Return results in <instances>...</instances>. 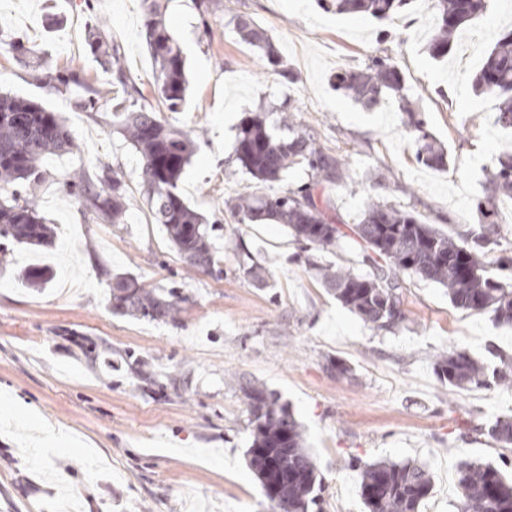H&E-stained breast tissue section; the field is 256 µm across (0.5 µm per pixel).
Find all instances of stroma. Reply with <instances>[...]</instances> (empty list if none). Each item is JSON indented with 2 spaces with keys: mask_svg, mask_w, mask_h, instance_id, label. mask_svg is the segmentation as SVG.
<instances>
[{
  "mask_svg": "<svg viewBox=\"0 0 512 512\" xmlns=\"http://www.w3.org/2000/svg\"><path fill=\"white\" fill-rule=\"evenodd\" d=\"M161 2L189 87L181 111L159 117L200 135L181 187L214 226L221 258L214 273L185 265L155 224L110 104L80 111L71 96L37 81L31 66L0 54V94L59 113L76 143L44 162L38 204L54 246L13 244L0 262V512H269L245 456L250 436L239 386L246 382L277 392L302 425L324 478L323 512H365L356 461L408 459L434 477L422 512H456L461 460L512 474V447H498L484 431L491 418L512 415V391L493 384L449 392L434 374V357L457 349L496 365L498 354L512 357V327L455 308L445 288L418 278L405 281L404 325L365 324L322 287L286 226L241 224L232 215L240 193L282 194L310 179L303 163L275 183L252 179L236 159V135L243 118L259 115L281 136L279 117L293 114L317 146L346 162L342 181L317 189L339 223H357L373 199L463 241L479 227L488 169L512 152V130L499 125L494 100L470 90L487 52L512 30V0H488L483 23L460 27L442 60L428 52V0H413L393 21L339 14L321 0H212L205 17L194 0ZM239 15L267 31L281 67L240 41ZM99 24L119 43L146 103L155 104L140 0H0L1 35L111 97L115 89L87 45ZM375 55L400 68L405 95L448 152L445 170L416 160L395 100L368 110L336 89L338 71L364 68ZM104 163L125 182L126 223L84 217L61 186ZM240 241L266 287L240 268ZM43 264L53 279L29 288L23 268ZM111 273L190 301L175 323L115 314ZM329 356L346 361L351 374L327 371ZM136 358L156 384L128 370Z\"/></svg>",
  "mask_w": 512,
  "mask_h": 512,
  "instance_id": "obj_1",
  "label": "stroma"
}]
</instances>
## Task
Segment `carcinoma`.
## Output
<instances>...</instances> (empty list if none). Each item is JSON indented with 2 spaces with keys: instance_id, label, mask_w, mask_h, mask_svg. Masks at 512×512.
I'll return each mask as SVG.
<instances>
[{
  "instance_id": "cac0c4a2",
  "label": "carcinoma",
  "mask_w": 512,
  "mask_h": 512,
  "mask_svg": "<svg viewBox=\"0 0 512 512\" xmlns=\"http://www.w3.org/2000/svg\"><path fill=\"white\" fill-rule=\"evenodd\" d=\"M143 36L154 64V91L158 103L176 112L186 101V60L180 46L163 28L158 17L160 0H140ZM408 0H331L338 14H363L393 20ZM436 26L429 43L435 58H444L454 48L457 30L485 15L487 0H434ZM240 40L263 51L267 61L280 64L266 31L243 17L235 18ZM91 50L121 86L123 97L115 105L122 135L139 154L142 191L155 223L187 266L211 272L220 258L209 240L211 227L181 193L179 182L189 165L196 140L191 134L164 123L156 109L139 103L135 82L119 64L121 53L106 30L89 31ZM21 60L35 50L0 37V52ZM37 80L57 91L75 92L82 106L95 109L100 90L77 76H64L49 68L38 71ZM336 87L367 109L387 97L399 98L407 114L404 122L416 159L429 168L447 167L448 154L415 115L403 94L404 78L398 66L374 56L363 69L336 74ZM476 95L497 99L498 121L512 127V31L499 39L471 79ZM281 124L289 135L277 139L267 131L261 116H248L238 128L236 156L251 177L273 183L291 165L307 162L312 182L295 192L256 198L248 193L235 198L232 210L242 224H283L295 239L327 251L347 236L344 225L335 223L315 189L341 178L342 159L323 152L315 139L299 128L292 117ZM75 140L58 113L24 99L0 95V239L7 243L49 246L54 232L45 224L36 192L44 179L42 162L48 155L68 152ZM80 188L84 211L107 224L125 223V189L119 172L107 169L91 178L86 175L63 187ZM512 190V154L499 157L486 177L484 199L477 207L483 223H496L498 194ZM362 247L366 275L343 267L306 258L324 288L365 323L392 330L408 321L403 307L405 278L417 277L448 289L451 304L459 309L488 313L497 323L512 325V287L490 273V268L512 272V254L488 232L469 235L463 244L436 230L412 212L380 202H370L360 221L350 227ZM243 273L258 285L265 283L249 247L237 244ZM31 286L42 287L52 280L50 269L33 266L22 272ZM112 312L149 321H177L187 298L174 290L151 288L129 273L109 277ZM438 380L452 391L479 388L495 381L512 388V357L488 369L460 350L443 351L433 362ZM247 406L250 444L245 451L248 464L258 477L264 495L279 512H310L317 504L323 478L305 448L303 430L280 402V397L263 385L240 386ZM487 435L503 448L512 447V416H499ZM461 501L458 512H512V479L490 462L464 460L457 466ZM430 471L421 463L366 462L360 471V497L367 512H421L433 491Z\"/></svg>"
}]
</instances>
